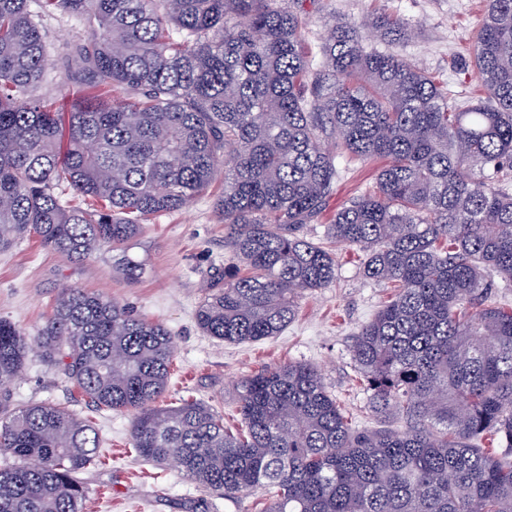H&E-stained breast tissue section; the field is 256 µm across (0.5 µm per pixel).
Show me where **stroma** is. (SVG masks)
Wrapping results in <instances>:
<instances>
[{
  "label": "stroma",
  "mask_w": 512,
  "mask_h": 512,
  "mask_svg": "<svg viewBox=\"0 0 512 512\" xmlns=\"http://www.w3.org/2000/svg\"><path fill=\"white\" fill-rule=\"evenodd\" d=\"M301 7L309 19L307 42L312 47L335 18L356 21L367 13H385L400 19L413 36L396 43L395 52L446 87L451 102L485 95L475 71L467 65L483 24L485 0H302ZM43 25L49 46L47 80L37 93L66 107L77 95L76 87L67 81L68 54L86 22L57 13L45 17ZM381 165L378 159L340 160L341 178L331 208L342 207L371 188ZM223 188V181H216L189 207L144 225L124 249L104 248L78 263L64 261L37 237L18 240L0 253V317L18 325L27 338H35L60 290L82 288L118 300L171 331L174 353L164 403L198 400L221 411L225 424L234 428L240 422L237 385L243 378L268 367L306 362L317 367L328 389L358 413L361 425L374 427L351 344L359 326L372 318L391 290L363 277L359 250L335 247V281L305 293L295 320L279 336L229 345L198 328L195 312L211 271L229 256L224 248V221L213 208V198ZM127 255L142 264L137 278L116 272ZM9 393V408L33 402L63 403L94 422L101 458L81 475L87 487L84 512H261L259 494L243 492L227 499L186 480L176 468L162 470L136 460L131 414L92 408L62 370L45 363L38 353H30Z\"/></svg>",
  "instance_id": "35a3bbf8"
}]
</instances>
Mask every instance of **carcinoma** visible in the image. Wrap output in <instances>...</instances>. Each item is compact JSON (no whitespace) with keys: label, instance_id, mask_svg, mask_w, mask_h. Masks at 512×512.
I'll list each match as a JSON object with an SVG mask.
<instances>
[{"label":"carcinoma","instance_id":"carcinoma-1","mask_svg":"<svg viewBox=\"0 0 512 512\" xmlns=\"http://www.w3.org/2000/svg\"><path fill=\"white\" fill-rule=\"evenodd\" d=\"M296 0H0V251L27 235L80 261L214 199L231 256L196 321L230 344L280 335L305 291L336 279L326 243L364 254L394 289L352 339L369 408L357 429L306 363L237 387L241 428L217 409L164 406L173 336L121 302L63 288L40 356L98 408L133 415L132 447L202 488L269 501L260 512H512V0H487L469 65L486 99L452 106L424 70L376 46L409 36L372 14L333 21L317 53ZM88 19L69 78L92 89L58 111L35 89L44 17ZM121 87L126 97L112 95ZM385 161L338 209L337 159ZM31 351L0 318V398ZM497 444L492 451L485 438ZM94 426L65 404L0 413V512H82Z\"/></svg>","mask_w":512,"mask_h":512}]
</instances>
